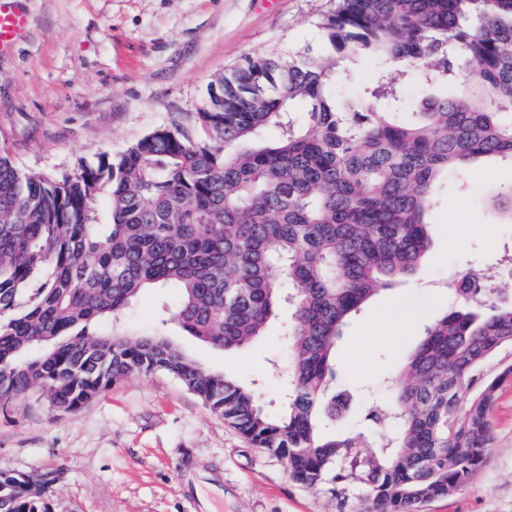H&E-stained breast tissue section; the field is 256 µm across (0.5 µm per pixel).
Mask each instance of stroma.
<instances>
[{
	"label": "stroma",
	"instance_id": "stroma-1",
	"mask_svg": "<svg viewBox=\"0 0 512 512\" xmlns=\"http://www.w3.org/2000/svg\"><path fill=\"white\" fill-rule=\"evenodd\" d=\"M30 16L25 39L0 53V151L46 177L114 156L153 128L197 111L214 76L245 57L320 43L316 21L331 0H15ZM465 187H442L428 222L422 272L381 290L345 328L335 422L356 432L387 409L391 386L425 323L455 299L448 276L478 270L512 296V218L490 211L489 190L512 182V161L472 167ZM174 288L141 293L122 321L156 329L205 368L256 384L277 401L289 350L279 325L226 354L168 322ZM494 443L453 496L421 512H512V383L493 410ZM57 472L50 512H367L354 489L296 484L284 463L253 447L169 374H132L76 411L56 414L38 392L0 405V473L38 480Z\"/></svg>",
	"mask_w": 512,
	"mask_h": 512
}]
</instances>
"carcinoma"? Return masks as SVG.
<instances>
[{"mask_svg": "<svg viewBox=\"0 0 512 512\" xmlns=\"http://www.w3.org/2000/svg\"><path fill=\"white\" fill-rule=\"evenodd\" d=\"M323 47L247 57L202 107L118 156L52 181L0 153V401L35 385L73 412L134 373L165 371L307 488L355 484L370 512L454 495L494 441L512 381V302L467 272L393 382L381 436L331 422L336 346L380 290L417 275L437 191L477 161L512 160V0H336ZM356 55L402 62L433 92L402 112L383 74L357 109L336 97ZM307 103L299 124L292 104ZM512 216V183L488 197ZM176 288L170 321L226 353L282 321V405L204 369L162 335L99 333L146 288ZM0 512H50L0 474Z\"/></svg>", "mask_w": 512, "mask_h": 512, "instance_id": "1", "label": "carcinoma"}]
</instances>
